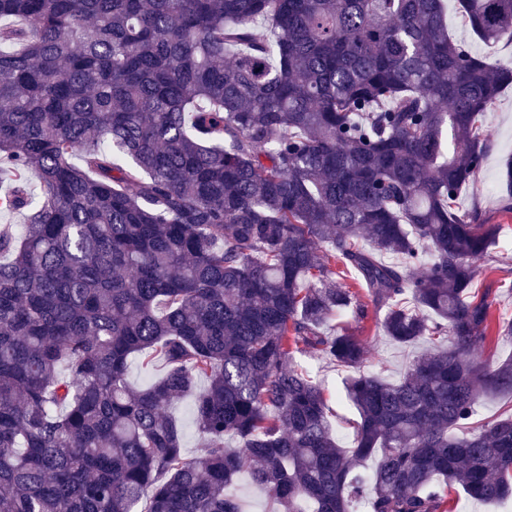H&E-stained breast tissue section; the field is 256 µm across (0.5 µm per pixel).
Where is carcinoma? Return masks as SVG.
Wrapping results in <instances>:
<instances>
[{
	"label": "carcinoma",
	"mask_w": 512,
	"mask_h": 512,
	"mask_svg": "<svg viewBox=\"0 0 512 512\" xmlns=\"http://www.w3.org/2000/svg\"><path fill=\"white\" fill-rule=\"evenodd\" d=\"M460 12L512 42V0ZM10 18L0 211L26 220L0 232V512H241L242 475L272 512L512 496V415L470 426L512 394V353L473 356L501 225L456 207L512 66L454 41L443 0H0ZM349 311L431 346L369 374L366 342L325 331ZM296 353L354 371L351 447ZM136 358L164 366L144 389ZM189 394L197 458L167 413ZM511 409V394L485 398L479 408L478 416L473 420L472 426L491 418L508 415Z\"/></svg>",
	"instance_id": "carcinoma-1"
}]
</instances>
